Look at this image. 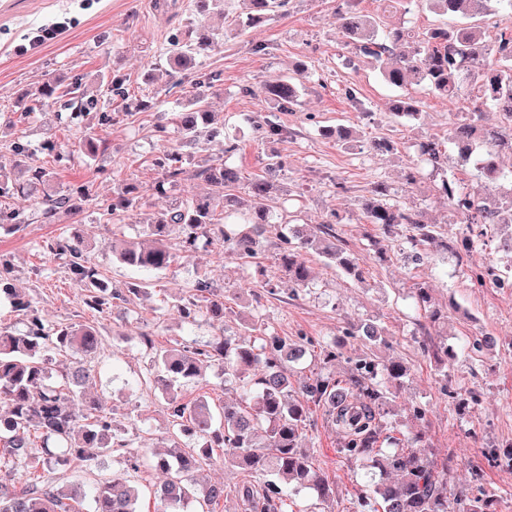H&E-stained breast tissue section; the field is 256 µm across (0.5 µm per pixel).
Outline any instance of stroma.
I'll return each mask as SVG.
<instances>
[{
    "label": "stroma",
    "instance_id": "35a3bbf8",
    "mask_svg": "<svg viewBox=\"0 0 512 512\" xmlns=\"http://www.w3.org/2000/svg\"><path fill=\"white\" fill-rule=\"evenodd\" d=\"M13 2L12 14L0 12V165L10 166L13 143L20 137L28 145V163L46 168L52 178L0 200L22 223L14 231L0 229V261L7 263L14 287L47 321L93 325L103 337L104 353L87 362L91 378L86 394L99 400L139 453V512H154L153 490L162 476L152 458L170 446L160 386L143 384L155 369L153 349L143 346L141 334H152L156 347L194 346L220 336L242 337L245 324L254 317L267 332L293 340L303 335L330 348L344 339L345 346L332 363L315 355L295 367L299 382L326 371L339 376L347 371L350 359L362 350L359 338L345 337L347 327L368 319L384 326L390 347L383 350V357L408 368L386 416L388 424L403 432L422 431L432 459L452 458L449 488L492 493L494 512H512V468L490 464L477 479L471 478L469 469L488 444L512 442V288L480 286L471 279L474 270L502 262V234L489 231L468 255L449 253L447 240L462 237L466 227L454 223L437 189L449 175L466 187L499 192L479 177L474 162L460 160L448 139L455 114L471 111L472 100L450 104L426 87L412 86L407 94L419 101L418 116L391 120L389 106L398 92L382 81L371 59L347 45L341 31L342 0H288L286 11L245 35L228 33L223 48L201 57L180 81L164 59L170 40L192 36L200 23L190 0H177L178 9L169 12L162 11L161 0ZM356 7L389 27L422 32L437 22L434 14L418 7L386 12L380 0H358ZM61 18L67 19L68 28L57 41L29 48L37 27ZM302 60L308 70L299 79V110L276 112L287 136L257 138L246 115L275 112L264 86L280 80ZM47 80L63 88L80 87L79 118H71L60 102L22 112L24 94ZM116 81L126 88L127 98L113 95ZM246 85L253 87V94H243ZM349 88L354 97H346ZM199 94L223 117L225 132L194 149L195 165L227 159L245 184L263 175L268 154H280L287 164L277 178L273 206L283 214L301 208L303 223L311 225L337 211L341 222L336 232L346 251L365 261L363 282L310 253V283L298 288L281 276L275 244H267L245 265L225 252L219 237L199 242L194 249L175 248L171 265L158 273L131 269L113 257V239L147 242V222L173 199L209 192V185L193 176L182 178L165 194L152 187L160 175L157 159L179 147L175 139L164 136L161 125ZM144 97L154 100L153 108L137 109V100ZM338 125L353 129L354 140L343 144L322 136V128ZM91 129L105 140L93 159L79 149ZM228 138L237 145L230 154L224 151ZM378 138L390 140L393 152L369 150V142ZM427 140L441 143L447 157L443 169L433 170L421 160L419 145ZM376 180L389 183L406 208L438 224L439 240L422 262L407 260L401 240L389 245L385 258L374 254L371 244L380 232L367 223L363 205ZM128 184L136 188L137 205L119 220L101 221L102 205ZM244 184L235 193L246 203L250 197ZM82 186L90 195L80 216L62 213L52 224L33 222L45 195ZM60 233L78 238L105 287L124 294V302L112 313L101 315L86 308L84 290L65 261L44 252L45 241ZM202 277L223 295L224 318L190 325L173 303L188 295ZM268 281L275 294L264 292ZM420 287L427 288L432 308L441 311L440 323L430 324L417 305ZM484 333L493 336L494 346L474 350L473 339ZM441 343L455 349V359L437 352ZM239 394L237 384L225 381L224 368L218 364L204 367L202 378L182 389L185 400H203L213 407ZM301 444L310 449L333 493L322 503L308 489L293 494L296 512L313 505L319 512H358L365 472L360 463L339 453L336 427L324 408L312 407ZM201 475L224 486L214 512H237V489L251 481V474L225 469L224 456L216 451Z\"/></svg>",
    "mask_w": 512,
    "mask_h": 512
}]
</instances>
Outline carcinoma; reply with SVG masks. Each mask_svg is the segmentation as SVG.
<instances>
[{"label": "carcinoma", "mask_w": 512, "mask_h": 512, "mask_svg": "<svg viewBox=\"0 0 512 512\" xmlns=\"http://www.w3.org/2000/svg\"><path fill=\"white\" fill-rule=\"evenodd\" d=\"M426 6L433 14L453 20L437 24L421 34L402 28H382L378 18L353 12L346 18L345 35L348 42L363 56L375 61L383 81L403 88L409 84L428 86L435 94L450 103L475 96L478 107L453 123L450 138L462 146L476 141L484 147L477 166L478 172L493 183L512 184V170L500 168L497 152L512 150L505 146L504 132L512 128V0H403ZM496 2L505 16L495 45L487 46L481 39V26L476 17ZM246 20L237 27L246 28L263 22L288 5V0H241ZM197 14L208 17L224 14V0H195ZM224 45V32L202 26L196 37L175 39L166 54L173 65L190 69L197 59ZM307 65L296 66L295 74L280 79L267 88V94L281 109L294 112L300 106L297 77ZM77 91H59L47 82L36 90L40 102L68 99L72 103ZM492 108L502 115V124L485 127L479 124L481 108ZM419 109L410 98L398 100L390 118L397 120L415 116ZM261 138H279L287 131L267 115L245 118ZM214 113L196 99L172 117L170 132L185 147L193 148L213 132ZM425 161L439 169L445 164L441 144L429 140L420 144ZM161 178L155 189L178 182L188 172V155L176 151L159 159ZM284 161L279 154L267 157L265 172L248 183L250 210L239 211L238 199L232 190L239 184L240 172L227 161L212 163L198 171L224 197V223L244 224L239 231L220 230L224 249L240 260L253 259L262 249L265 233L274 223L271 210V190ZM448 206L459 222L466 225L468 234L448 240V251H470L475 242L487 235L491 224H512V191L504 196L478 197L454 178H444L438 186ZM372 198L366 206L370 224L379 227L390 238L398 227L406 226V243L414 254L437 239L436 225L425 222L416 213L403 207L396 194L383 181L371 186ZM89 190L81 189L43 200L38 218L44 224L55 221L56 215L67 211L78 215ZM137 198L130 188L119 191L102 215L108 221L120 217L133 207ZM336 213L308 234L295 223H288L287 232L279 236L281 267L288 279L298 286L308 284L310 274L304 255L313 251L346 274L363 279L361 258L346 252L333 225ZM218 218L211 197L185 199L170 206L147 225L155 245L144 247L124 242H112V252L129 268L140 271H159L170 266L174 254L167 244L176 240L184 248H193L200 238L213 231ZM54 255L68 257L74 279L86 288L85 304L89 309L107 314L123 300L120 291L100 287L98 272L84 257L80 244L58 235L46 245ZM12 300L26 317L25 329L13 334L0 331V403L8 406L7 418L0 425V469L8 474L27 476L25 487L11 489L0 482V512H82L84 502L93 503V512H137L140 491L130 479L138 472L140 457L132 444L118 437L117 426L102 413L99 404L89 400L85 411L76 410L81 396L80 386L89 377L82 362L84 357L101 353L102 336L91 326L54 325L47 322L31 303L0 271V296ZM181 318L195 323L197 318L224 317V299L211 293L205 281L198 283L194 293L174 304ZM256 333L260 343L221 336L203 348H160L155 352L157 380L163 384L167 413L173 428L172 437L192 435L202 441L200 450L183 452L179 446L155 455L154 468L166 475V483L154 490V512H182L192 498L210 506L224 498V486L211 484L196 488L194 479L209 460L215 448L224 449V463L259 473L263 481L246 483L238 494L241 512H286L289 488H312L318 499L327 498L332 491L329 480L315 468L310 452L301 447L300 436L310 419L309 404L325 408L334 416L336 426L344 433L339 453L365 463L371 471L369 489L360 494V512H453L456 503L461 512H491L492 496L470 497L459 492L448 501V462L431 460L422 452L426 447L420 433L392 438L395 448L383 452L378 440L385 423V406L396 396L408 376L407 367L400 361L383 360L377 349L385 343L382 329L374 322H365L347 332L358 336L364 346L346 375L319 374L295 386L287 364L302 363L310 354L313 342L269 335L256 323L246 326V333ZM51 352H72L79 355L75 366L63 374L64 382L53 380L49 367ZM224 363V381L240 379L250 370L261 368L258 378L240 385L238 402H226L213 409L204 402H185L178 388L202 375L209 363ZM264 429L266 443H256L258 429ZM119 452L125 458L124 472L100 484L57 486L48 481L30 478L33 470L49 472H91L101 458Z\"/></svg>", "instance_id": "carcinoma-1"}]
</instances>
